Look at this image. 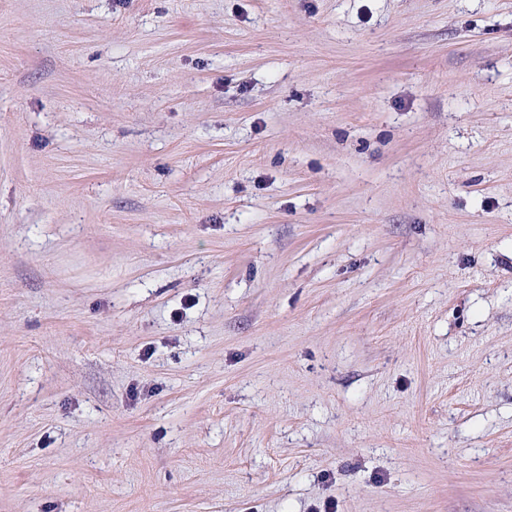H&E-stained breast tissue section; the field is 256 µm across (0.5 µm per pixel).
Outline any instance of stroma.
<instances>
[{
    "instance_id": "obj_1",
    "label": "stroma",
    "mask_w": 512,
    "mask_h": 512,
    "mask_svg": "<svg viewBox=\"0 0 512 512\" xmlns=\"http://www.w3.org/2000/svg\"><path fill=\"white\" fill-rule=\"evenodd\" d=\"M0 512H512V0H0Z\"/></svg>"
}]
</instances>
